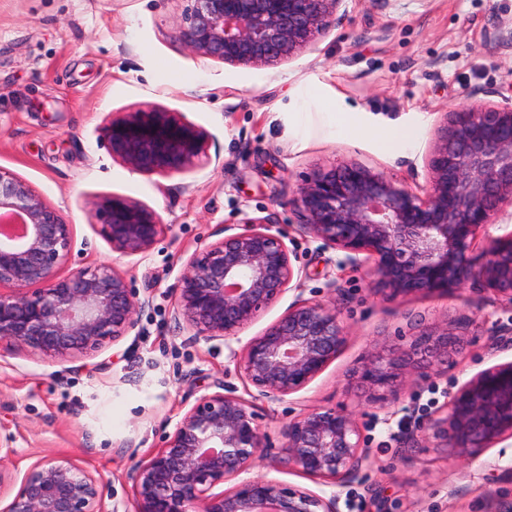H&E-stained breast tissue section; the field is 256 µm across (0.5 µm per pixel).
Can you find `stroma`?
I'll return each instance as SVG.
<instances>
[{
	"mask_svg": "<svg viewBox=\"0 0 512 512\" xmlns=\"http://www.w3.org/2000/svg\"><path fill=\"white\" fill-rule=\"evenodd\" d=\"M191 0H0V168L26 180L73 226L62 274L109 263L132 288L151 290L137 341L121 339L67 360L0 345V439L24 473L44 456L70 458L105 484V503L134 512L130 475L157 450L162 423L223 379L251 398L227 346L193 342L169 319L186 261L248 219L277 227L295 249L303 293L287 291L245 330L259 334L296 296L335 303L347 327L336 359L306 389L257 401L263 431L309 409L352 413L369 450L362 481L314 484L277 463L251 477L347 500L342 512H506L512 439L460 460L408 448L418 416L441 410L481 370L512 359L489 338L512 326V306L480 283L392 298L362 269L303 227L292 192L314 169L353 162L421 192L446 115L476 101L512 98V48L494 41L512 0H350L341 26L275 66H238L191 54L178 28ZM162 107L203 128L211 163L186 176L132 171L107 149L106 118ZM139 201L164 222L149 251L113 250L92 204ZM469 319L467 345L447 368L407 381L398 399H371L352 374L379 343Z\"/></svg>",
	"mask_w": 512,
	"mask_h": 512,
	"instance_id": "stroma-1",
	"label": "stroma"
}]
</instances>
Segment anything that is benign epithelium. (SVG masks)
I'll list each match as a JSON object with an SVG mask.
<instances>
[{
  "instance_id": "benign-epithelium-1",
  "label": "benign epithelium",
  "mask_w": 512,
  "mask_h": 512,
  "mask_svg": "<svg viewBox=\"0 0 512 512\" xmlns=\"http://www.w3.org/2000/svg\"><path fill=\"white\" fill-rule=\"evenodd\" d=\"M348 0H193L179 38L196 57L229 65L289 61L342 24ZM112 158L138 173L186 175L211 163L207 133L174 112L150 108L108 119ZM430 186L420 195L393 178L351 163L318 169L293 191L291 204L313 238L367 268L373 291L403 296L481 282L512 305V232L490 238L472 255L486 226L512 218V99L474 103L452 113L429 160ZM112 248L143 254L164 227L162 217L122 198L103 202ZM190 257L170 319L190 339L225 344L238 337L298 279L285 237L246 221ZM73 232L61 210L21 177L0 170V344L45 357L72 358L117 342L136 328L151 295L131 288L109 263L60 275ZM468 323L422 329L402 344H382L361 368L358 384L380 398L406 379L448 364ZM346 327L336 305L297 296L288 310L231 350L253 399L215 391L165 421L160 448L131 475L135 512H341L340 497L275 479L241 475L270 447L255 401L304 390L336 359ZM279 463L315 483L359 480L367 448L353 415L314 408L282 425ZM431 437L457 458L512 439V360L465 382L441 418L413 423V447ZM14 449L0 447V512H104L105 484L64 457H43L19 476L4 467ZM229 484L217 492L215 488Z\"/></svg>"
}]
</instances>
